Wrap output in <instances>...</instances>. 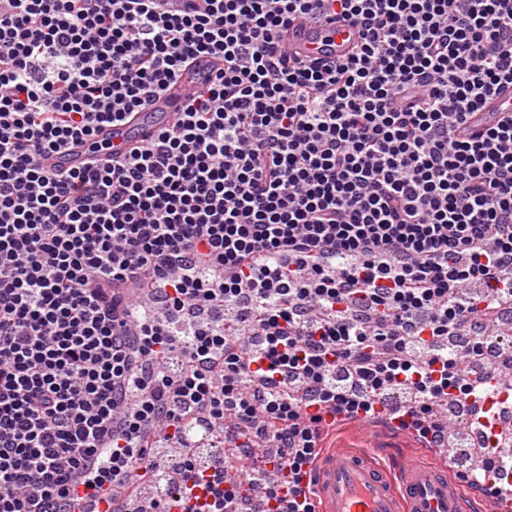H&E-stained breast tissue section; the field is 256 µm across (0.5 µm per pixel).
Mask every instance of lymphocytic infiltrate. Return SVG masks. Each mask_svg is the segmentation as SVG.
<instances>
[{
	"instance_id": "obj_1",
	"label": "lymphocytic infiltrate",
	"mask_w": 512,
	"mask_h": 512,
	"mask_svg": "<svg viewBox=\"0 0 512 512\" xmlns=\"http://www.w3.org/2000/svg\"><path fill=\"white\" fill-rule=\"evenodd\" d=\"M297 17L356 26L355 53L290 58ZM200 55L219 67L171 127L42 165ZM507 86L512 0H0V512H119L193 411L276 468L187 453L151 512H315L333 415L378 403L440 445L441 403L469 399L490 433L512 113L465 123Z\"/></svg>"
}]
</instances>
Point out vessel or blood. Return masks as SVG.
Masks as SVG:
<instances>
[{
  "instance_id": "b4317fda",
  "label": "vessel or blood",
  "mask_w": 512,
  "mask_h": 512,
  "mask_svg": "<svg viewBox=\"0 0 512 512\" xmlns=\"http://www.w3.org/2000/svg\"><path fill=\"white\" fill-rule=\"evenodd\" d=\"M288 53L297 58L326 60L351 55L358 42L355 27L345 22H292L283 32ZM210 58H199L182 78L145 110L118 125H107L86 141L67 145L44 159L55 171L83 170L109 151L124 152L171 126L190 88L212 72ZM512 112V88L487 99L467 120L470 130L495 124ZM317 512H465L462 484L446 466L428 464L414 455L398 457L388 474L366 453L341 445L323 452L311 467L306 485Z\"/></svg>"
}]
</instances>
